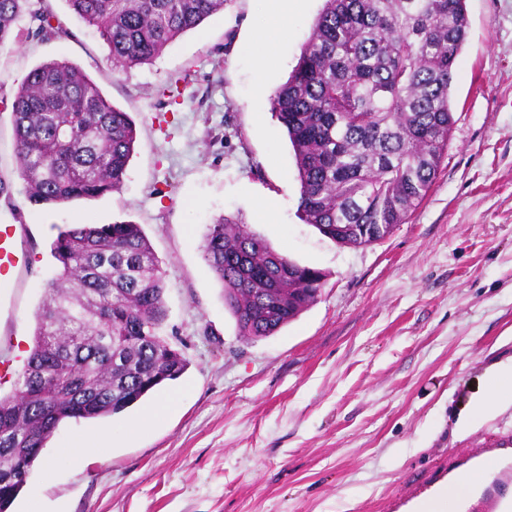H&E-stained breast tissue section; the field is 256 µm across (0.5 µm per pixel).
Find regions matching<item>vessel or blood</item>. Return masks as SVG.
<instances>
[{
	"label": "vessel or blood",
	"mask_w": 512,
	"mask_h": 512,
	"mask_svg": "<svg viewBox=\"0 0 512 512\" xmlns=\"http://www.w3.org/2000/svg\"><path fill=\"white\" fill-rule=\"evenodd\" d=\"M24 262L15 225L0 224V288L9 286L12 273ZM496 450L502 453L499 471L491 484L480 487L478 500L484 512H512V433L497 434L485 447L471 449L466 459H450L448 473L457 478H469L483 459Z\"/></svg>",
	"instance_id": "b4317fda"
}]
</instances>
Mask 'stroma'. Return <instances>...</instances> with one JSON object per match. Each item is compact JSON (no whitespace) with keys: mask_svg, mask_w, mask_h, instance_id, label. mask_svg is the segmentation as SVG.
<instances>
[{"mask_svg":"<svg viewBox=\"0 0 512 512\" xmlns=\"http://www.w3.org/2000/svg\"><path fill=\"white\" fill-rule=\"evenodd\" d=\"M44 2L69 37L36 36L25 17L18 44L0 49V221L17 225L26 253L0 308V361L21 371L56 273L51 242L85 219L140 225L165 274V338L189 365L120 414L60 424L11 512L33 500L41 512H406L446 485L449 458L512 431V407L458 429L484 398L485 374L512 362V0H466L447 154L408 223L362 247L297 216L294 151L257 87L268 0H225L127 70L113 69L66 0ZM323 5L301 0L289 14L269 88L287 80ZM52 59L128 112L137 141L121 188L40 208L25 199L5 100ZM172 78L185 87L176 105L159 93ZM268 200L271 224L258 215ZM221 216L327 274L318 300L275 335H239L203 258ZM162 403L165 416L129 436ZM83 434L112 446L81 462L63 456Z\"/></svg>","mask_w":512,"mask_h":512,"instance_id":"35a3bbf8","label":"stroma"}]
</instances>
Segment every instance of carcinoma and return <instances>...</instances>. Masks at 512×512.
<instances>
[{
  "instance_id": "1",
  "label": "carcinoma",
  "mask_w": 512,
  "mask_h": 512,
  "mask_svg": "<svg viewBox=\"0 0 512 512\" xmlns=\"http://www.w3.org/2000/svg\"><path fill=\"white\" fill-rule=\"evenodd\" d=\"M30 0H0V48L25 12L35 35H67ZM99 31L112 65L151 62L224 0H66ZM468 34L465 0H325L298 63L269 96L300 182V219L360 247L407 223L432 186L454 124L449 90ZM19 175L33 205L60 206L119 189L136 142L128 113L79 67L32 69L11 99ZM203 258L247 340L272 336L315 303L325 273L277 252L240 221L207 228ZM57 273L35 313L17 391L0 396V512H9L67 420L123 412L188 361L162 336L165 279L142 228L75 222L50 249Z\"/></svg>"
}]
</instances>
